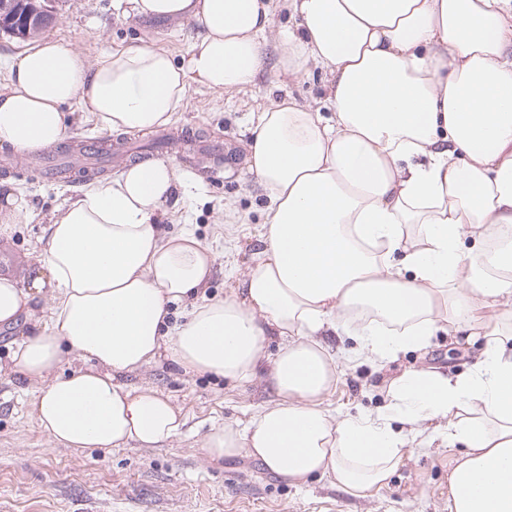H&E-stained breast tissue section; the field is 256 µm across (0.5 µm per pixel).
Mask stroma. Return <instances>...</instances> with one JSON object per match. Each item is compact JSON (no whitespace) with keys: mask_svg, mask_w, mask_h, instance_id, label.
I'll return each instance as SVG.
<instances>
[{"mask_svg":"<svg viewBox=\"0 0 512 512\" xmlns=\"http://www.w3.org/2000/svg\"><path fill=\"white\" fill-rule=\"evenodd\" d=\"M47 37L72 44L87 57L150 44L181 59L198 34L188 21L134 16L127 0H59ZM292 19L282 0L273 4L272 26L263 41L265 65L255 82L236 92L191 86L167 134L184 139L182 149L152 151L173 162L195 184L192 195L175 191L159 218L163 231H192L215 255L205 295L230 296L261 249L267 194L248 171L246 146L260 112L286 97L326 112V75L312 69L296 79L279 70L278 34ZM61 151L89 142L106 148L125 141L141 147L144 132L124 136L102 130L71 105ZM35 155L0 149V183L22 193L32 209L27 224L0 233V253L15 257L9 276L21 278L38 265L43 229L52 213L76 197L83 180L47 179ZM51 300L42 297L23 313L17 329L0 327V512H448V464L464 450L434 443L409 448L387 485L356 497L313 477L288 484L246 455L211 461L202 452L206 434L217 425L243 429L276 400L266 373L233 382L184 373L162 359L121 375L135 390L151 388L179 407L187 419L182 435L160 448L125 446L75 453L50 440L30 414L37 386L9 372L12 342L47 320ZM336 355V386L323 399L336 418L379 413L388 403L391 380L408 369H437L452 376L474 369L483 340L452 343L447 333L427 348L401 352L395 360L354 359L356 341L324 339Z\"/></svg>","mask_w":512,"mask_h":512,"instance_id":"stroma-1","label":"stroma"}]
</instances>
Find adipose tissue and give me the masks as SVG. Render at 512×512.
I'll list each match as a JSON object with an SVG mask.
<instances>
[{
	"instance_id": "adipose-tissue-1",
	"label": "adipose tissue",
	"mask_w": 512,
	"mask_h": 512,
	"mask_svg": "<svg viewBox=\"0 0 512 512\" xmlns=\"http://www.w3.org/2000/svg\"><path fill=\"white\" fill-rule=\"evenodd\" d=\"M135 15L194 22L181 61L139 45L88 58L43 39L9 61L0 149L23 156L67 136L66 105L101 129L174 122L191 85L230 93L264 64L268 0H131ZM281 70L327 72L328 120L293 100L262 112L247 147L269 192L258 261L230 297L170 321L203 293L214 257L193 232L157 219L183 180L144 160L84 187L52 216L37 274L0 277V325L49 294L50 315L15 343L16 371L38 385L30 413L73 450L157 448L185 420L118 375L165 358L187 374L252 377L270 362L277 401L246 430L213 428L212 460L246 454L296 485L327 478L357 496L386 484L421 435L465 444L448 472L449 512H512V0H285ZM348 336L387 360L443 330L486 341L469 374L409 369L383 412L332 417L322 406L336 358L317 339ZM286 343L268 358L270 333ZM84 368L63 374L65 354ZM400 429H392V422Z\"/></svg>"
}]
</instances>
